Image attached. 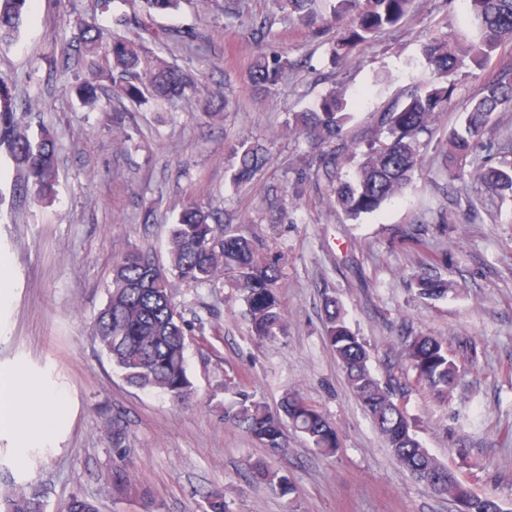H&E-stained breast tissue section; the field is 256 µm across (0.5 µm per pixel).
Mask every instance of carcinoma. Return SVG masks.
I'll use <instances>...</instances> for the list:
<instances>
[{
    "mask_svg": "<svg viewBox=\"0 0 512 512\" xmlns=\"http://www.w3.org/2000/svg\"><path fill=\"white\" fill-rule=\"evenodd\" d=\"M31 0H0V40L19 32ZM282 8L297 14L323 33L352 13L353 26L332 46L333 56L347 57L361 43L386 28L396 26L410 12L414 0H335L331 17L317 14L316 0H281ZM469 30L450 42L435 38L422 48L430 77L420 73L419 63L405 64L409 81L399 97L377 113L376 126L386 134L375 138L366 149H351L345 127L351 113L342 95L331 90L316 105L294 115L288 127L311 149L312 178L325 186L329 200L347 215L357 217L379 211L400 194L419 167L424 141L431 133L438 114L445 111L455 86L448 76L468 66L485 68L499 50L512 46V0H466ZM168 48L191 45L198 34L190 29L169 30L157 37ZM103 53L105 65L91 67V74L76 86L81 100L106 108L111 95L131 102L142 98L146 87L160 100L199 94L205 100V113L211 120L224 118L234 102L221 91L198 85L192 73L157 57L151 63L142 59L141 47L131 39L104 42V33L94 24L80 27L79 36L69 44L68 55L96 57ZM288 60L275 53L257 56L249 71L254 89L265 95L276 93ZM512 103V68L492 75L462 112L459 124L448 133L444 162L449 178L456 176L454 164L467 157L473 144L488 130L494 113ZM15 88L0 77V147H5L15 166L25 175L24 188L41 204L50 203L59 181L57 144L48 132L29 136L16 118ZM236 163L231 175L241 186L261 174L269 163L267 148L246 139L232 148ZM358 159L352 180L343 182L339 169L343 161ZM484 183L501 197L512 198V166L489 168ZM167 263H159L136 249L122 254L112 267L106 304L94 323V336L122 373L137 388L159 390L179 405L193 398L187 374L186 352L192 328L173 301L172 280L191 287H210L219 274L224 283L241 293L249 313V332L260 340H274L287 329L286 315L276 289L283 277L278 256L261 251L252 239L231 224L221 223L214 211L195 199L187 200L176 222L169 225ZM420 294L439 297L447 292L446 283L432 277H417ZM324 332L329 348L344 375L345 382L391 449L398 463L433 492L448 495L461 504L462 512H504L490 497L472 493L454 472L433 457L417 438V424L397 401L401 387L390 379L380 381L372 370L370 351L346 325L342 308L334 297L324 301ZM401 360L419 382L446 398L460 377L458 361L439 339L409 336ZM224 393L231 396L225 417L242 427L261 446L278 452L287 447L288 431L304 434L311 447L323 457L336 455L340 440L335 426L299 391L290 390L281 398L278 411L269 410L230 381ZM256 477L286 496L292 492L287 476L273 471L266 462L254 466ZM5 512H43L39 500L19 493L0 496Z\"/></svg>",
    "mask_w": 512,
    "mask_h": 512,
    "instance_id": "obj_1",
    "label": "carcinoma"
}]
</instances>
